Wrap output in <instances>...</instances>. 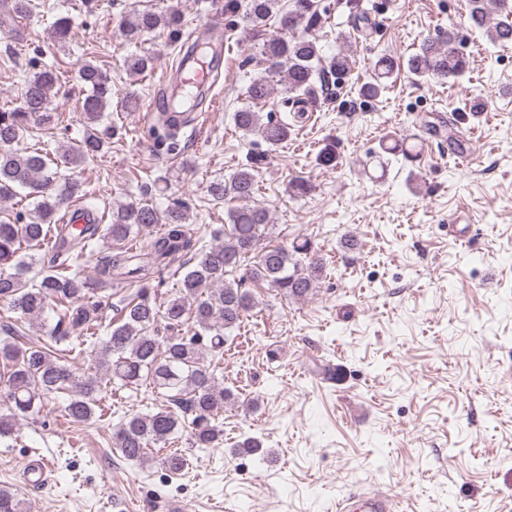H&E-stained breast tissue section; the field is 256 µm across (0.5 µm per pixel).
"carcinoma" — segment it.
Listing matches in <instances>:
<instances>
[{
  "label": "carcinoma",
  "instance_id": "cac0c4a2",
  "mask_svg": "<svg viewBox=\"0 0 512 512\" xmlns=\"http://www.w3.org/2000/svg\"><path fill=\"white\" fill-rule=\"evenodd\" d=\"M280 0H249L243 20L247 26L261 28L274 15L281 16L284 35H270L262 44V55L269 74L278 78L286 91L298 96L297 111H306L300 96L315 94V79L349 71L350 60L342 52L323 60L313 30L319 15L314 0H292L287 12L279 9ZM469 27L481 32L494 46L512 43V0H466ZM165 27L173 32L180 27L176 11L168 15L135 12L120 21L123 33L137 39L143 33ZM456 32L443 31L428 38L404 63L406 73L420 80L454 82L468 69ZM397 64L390 57L376 61L371 80L360 92L377 98L386 89ZM81 81L90 87L81 109L89 128L77 143L66 142L55 156L38 151L19 152L13 148L33 122L50 125V92L55 75L50 70L34 73L25 84L22 103L10 111H0V201L10 200L18 190H28L36 199L29 221L16 224L0 221V299L9 302L18 320L27 324L20 331L13 324L0 326V358L9 363L7 403L0 413V437L14 432L19 418L40 413L51 396L66 394L63 411L73 423H88L95 418L96 406L106 388L152 393L164 404L148 413L123 417L112 432V448L128 461L146 464L154 460L150 448L163 447L179 429V418L170 409L175 405L192 416L191 438L198 448H213L222 439L217 419L224 406L237 403V396L221 386L213 359L224 355L227 334L240 327L255 306L245 281L267 284L284 296L304 299L310 295L323 272L320 262L307 260L312 245L307 239L291 246L258 247L270 227L269 212L253 203L256 190V165L252 158L225 181L211 185L216 199L231 198L241 206L227 213L224 229L214 233V243L199 249L185 231L189 205L177 198L165 213L147 204L131 201L112 210L109 224H85L77 229L55 219L61 201L81 193L80 182L68 177L55 182L50 165L76 169L105 153L110 128H95L112 99L109 79L98 67L81 65ZM268 78L253 79L247 96L254 105L271 96ZM235 126L245 134H256L267 145L282 144L290 136L289 124L264 116L250 107L233 114ZM154 224L166 229L154 239L139 245L114 249L109 241H123L133 233ZM106 248L97 266L96 287L109 291L130 288L114 306L115 318L107 325L104 352L96 360V372L77 378L70 367L50 347L26 343L22 338L49 335L61 341L71 327L80 328L85 339H92L102 328L100 303L86 301L89 283L71 272L73 264L93 241ZM36 247L42 255L24 256L22 246ZM192 254L194 259L187 258ZM41 266L40 278L25 276L29 265ZM243 270V275L233 274ZM172 270L180 275L177 289L161 300L162 274ZM57 314L48 323L45 312ZM164 323L171 336H158ZM196 330L189 336L178 332L188 323ZM165 470L176 474L187 459L173 451L159 459ZM0 512H24L23 500L6 487H0Z\"/></svg>",
  "mask_w": 512,
  "mask_h": 512
}]
</instances>
